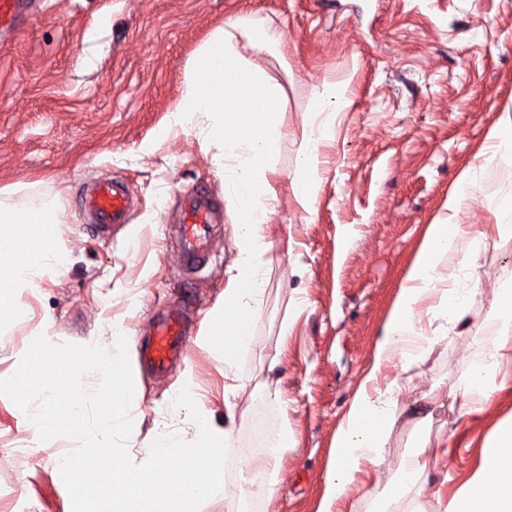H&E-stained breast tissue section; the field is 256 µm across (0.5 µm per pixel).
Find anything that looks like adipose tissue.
I'll return each instance as SVG.
<instances>
[{
    "label": "adipose tissue",
    "instance_id": "ef3b65f1",
    "mask_svg": "<svg viewBox=\"0 0 512 512\" xmlns=\"http://www.w3.org/2000/svg\"><path fill=\"white\" fill-rule=\"evenodd\" d=\"M241 38L260 54L279 46L282 32L248 16L229 18L192 55L186 86L173 113L175 124L185 129L195 115L211 116V139L236 160L232 193L243 229L240 256L224 291V317L214 326L224 346V371L228 374L239 356L251 350L253 325L260 314L255 300L262 291L261 279L250 254L268 221V202L274 196L266 155L284 95L277 81L241 55L237 49ZM229 127L235 130L230 138L224 135ZM461 201V194L449 195L447 217L428 227L363 382L336 430L327 490L317 512H345L349 492L363 486L369 469L385 461L390 433L403 409L398 382L378 387L382 367L399 355L424 360L447 342V330L432 328L425 323V315L442 312L456 321L465 315L466 298L444 287L454 265V243L463 235L456 221ZM61 261L59 250L50 242L36 240L24 246L14 236L0 232V288L32 281ZM497 305V317L488 326L487 347L488 366L494 370L512 362L511 288L499 289ZM429 446L428 436H421L415 448L402 456L397 479L376 494L377 506L410 494L418 498L427 494ZM451 512H512V422L500 426L481 465L456 493Z\"/></svg>",
    "mask_w": 512,
    "mask_h": 512
}]
</instances>
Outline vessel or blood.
<instances>
[{
	"label": "vessel or blood",
	"instance_id": "vessel-or-blood-1",
	"mask_svg": "<svg viewBox=\"0 0 512 512\" xmlns=\"http://www.w3.org/2000/svg\"><path fill=\"white\" fill-rule=\"evenodd\" d=\"M31 0H0V34L15 33L26 20ZM92 231L111 235L129 222L132 200L125 181L105 177L84 191L78 200ZM224 221V205L207 187L198 186L184 193L167 232L181 254L183 283H191L209 263L211 243L218 224ZM186 334V308L175 304L159 315L151 337L141 353L144 362L156 372L165 371L180 357Z\"/></svg>",
	"mask_w": 512,
	"mask_h": 512
}]
</instances>
